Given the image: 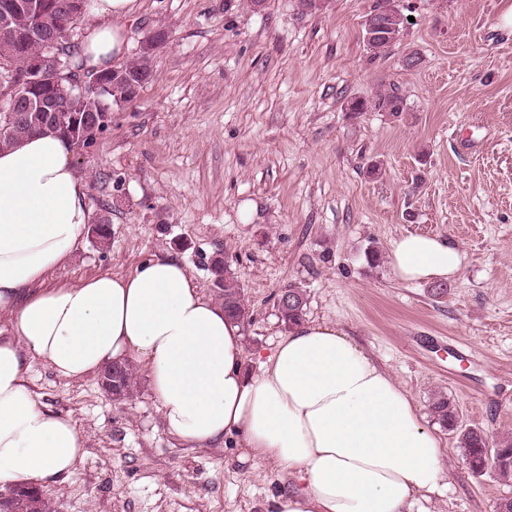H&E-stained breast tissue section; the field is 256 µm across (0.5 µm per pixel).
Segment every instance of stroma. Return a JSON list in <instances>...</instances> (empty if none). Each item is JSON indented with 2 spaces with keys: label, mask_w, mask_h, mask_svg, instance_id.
<instances>
[{
  "label": "stroma",
  "mask_w": 512,
  "mask_h": 512,
  "mask_svg": "<svg viewBox=\"0 0 512 512\" xmlns=\"http://www.w3.org/2000/svg\"><path fill=\"white\" fill-rule=\"evenodd\" d=\"M377 0H138L126 57L165 32L155 79L89 148L74 149L92 217L46 286L152 257L184 263L218 299L211 266L227 261L250 320L244 363L258 373L289 327L277 298L307 293L304 322L337 325L369 350L435 426L433 394L464 426L512 436V0H398L409 16L386 54L362 23ZM419 53L418 68L404 65ZM397 91L399 119L350 114L357 98ZM407 233L438 236L462 263L445 295L398 281L364 251L388 252ZM27 376L49 410L86 438L72 474L43 488L55 512H266L288 486L276 464L244 460L237 439L189 448L164 427L149 381L135 371L118 400L99 375L58 377L32 361ZM440 435L443 493L414 512H494L512 480L473 473L457 437Z\"/></svg>",
  "instance_id": "stroma-1"
}]
</instances>
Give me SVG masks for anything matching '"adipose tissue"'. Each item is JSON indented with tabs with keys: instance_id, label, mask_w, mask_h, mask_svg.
Listing matches in <instances>:
<instances>
[{
	"instance_id": "1",
	"label": "adipose tissue",
	"mask_w": 512,
	"mask_h": 512,
	"mask_svg": "<svg viewBox=\"0 0 512 512\" xmlns=\"http://www.w3.org/2000/svg\"><path fill=\"white\" fill-rule=\"evenodd\" d=\"M137 0H92L106 17L83 46L86 69L111 68ZM87 182L68 142L51 133L0 149V485L37 487L71 474L86 455L70 416L30 390L31 360L80 379L112 364L147 375L169 433L191 448L238 438L248 458L287 471L275 512H413L441 490L439 435L391 374L336 325L280 337L248 374L242 328L199 292L186 266L151 259L126 276L102 273L44 287L90 222ZM405 283L454 278L459 250L405 234L388 251Z\"/></svg>"
}]
</instances>
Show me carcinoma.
I'll return each mask as SVG.
<instances>
[{
	"instance_id": "obj_1",
	"label": "carcinoma",
	"mask_w": 512,
	"mask_h": 512,
	"mask_svg": "<svg viewBox=\"0 0 512 512\" xmlns=\"http://www.w3.org/2000/svg\"><path fill=\"white\" fill-rule=\"evenodd\" d=\"M49 4L46 23L55 33L58 50L68 58L70 70L61 75L48 76L47 82L38 88V94L47 97L56 112L42 109L23 108L15 112H0V148L8 147L34 133H54L64 138L69 132L77 133L83 145H93L105 130L101 125L83 123V119L106 111V106L120 107L135 98V87H143V81L156 76V51L164 40L152 35L145 40L140 51L123 66L104 70L96 77L105 79L107 88L101 96L80 95L69 92L71 81L79 79V66L76 57L80 54L78 43L70 40L75 21L63 10L68 0H44ZM25 0H0V13L12 14L14 32L0 31V100H11L26 78L28 62L39 56L43 45L27 39L22 31L36 24V17L19 9ZM402 11L392 8L378 18L379 36L374 41L365 42L374 54H382L398 39L405 25ZM351 112L359 114L371 110L386 112L394 119L404 112V100L397 93L378 94L372 99H355L349 106ZM215 284L220 290L224 310L227 315L243 324L249 311L237 284L227 277V262L216 260L212 266ZM290 300L280 307L279 312L285 324L296 325L302 319L306 305L305 293L299 288H288ZM134 387V374L131 368L121 367L112 378V395L116 399L130 396ZM430 410L436 420L446 429L457 430V409L453 401L442 392L433 395ZM459 431V430H457ZM458 442L464 450L466 460L472 470L481 473L491 470L497 477L512 479V438L503 437L490 446L488 435L480 428H465L459 431ZM0 512H55L51 502L37 490L14 488L9 495L0 499Z\"/></svg>"
}]
</instances>
